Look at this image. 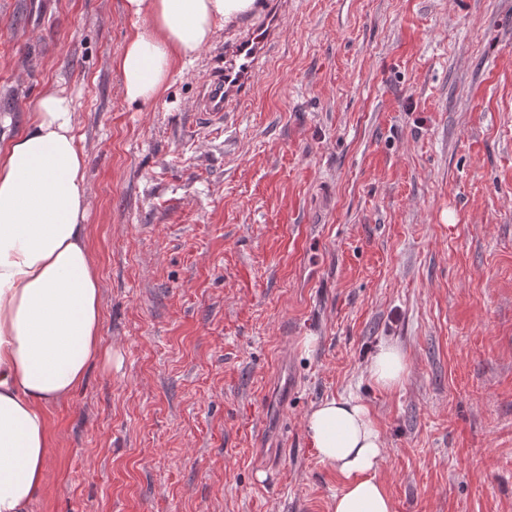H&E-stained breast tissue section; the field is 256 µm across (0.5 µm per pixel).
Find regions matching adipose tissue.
Instances as JSON below:
<instances>
[{
	"instance_id": "adipose-tissue-1",
	"label": "adipose tissue",
	"mask_w": 512,
	"mask_h": 512,
	"mask_svg": "<svg viewBox=\"0 0 512 512\" xmlns=\"http://www.w3.org/2000/svg\"><path fill=\"white\" fill-rule=\"evenodd\" d=\"M255 0H126L143 19L112 65L124 98L159 99L178 61L192 58L230 15ZM85 155L73 102L48 89L24 130L0 146V512H29L43 490L51 448L45 408L73 394L102 343L99 277L87 237ZM370 380L402 385L408 361L379 345ZM305 426L319 460L342 478L331 512H395L378 477L385 444L369 407L353 396L324 400Z\"/></svg>"
}]
</instances>
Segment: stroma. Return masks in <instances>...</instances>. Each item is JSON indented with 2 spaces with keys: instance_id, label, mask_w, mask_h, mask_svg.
<instances>
[{
  "instance_id": "stroma-1",
  "label": "stroma",
  "mask_w": 512,
  "mask_h": 512,
  "mask_svg": "<svg viewBox=\"0 0 512 512\" xmlns=\"http://www.w3.org/2000/svg\"><path fill=\"white\" fill-rule=\"evenodd\" d=\"M137 25L125 0H0V145L47 88L74 98L121 355L46 408L31 512H331L304 417L349 395L396 512H512V0H288L233 112L197 109L223 28L129 104ZM385 340L391 391L366 371ZM408 361L402 348L386 341L379 345L372 356L367 373L370 380L380 389L391 390L402 385L408 373Z\"/></svg>"
}]
</instances>
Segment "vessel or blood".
<instances>
[{
  "label": "vessel or blood",
  "instance_id": "vessel-or-blood-1",
  "mask_svg": "<svg viewBox=\"0 0 512 512\" xmlns=\"http://www.w3.org/2000/svg\"><path fill=\"white\" fill-rule=\"evenodd\" d=\"M281 0H267L262 19L255 25L239 24L224 41V61L211 68L199 100L202 112H226L253 91L262 59L272 51L282 21Z\"/></svg>",
  "mask_w": 512,
  "mask_h": 512
}]
</instances>
